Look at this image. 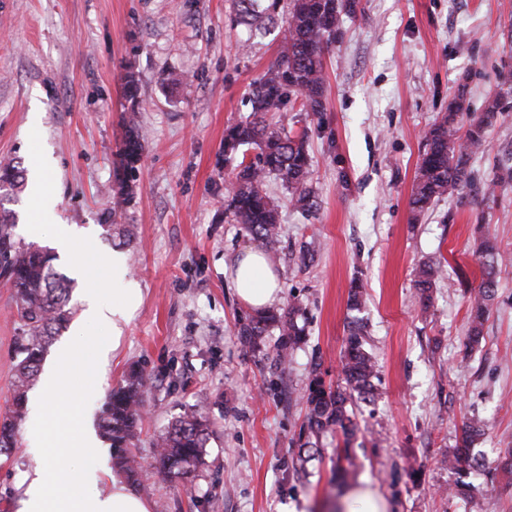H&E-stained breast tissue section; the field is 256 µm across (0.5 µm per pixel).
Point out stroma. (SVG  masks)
Listing matches in <instances>:
<instances>
[{"instance_id": "obj_1", "label": "stroma", "mask_w": 512, "mask_h": 512, "mask_svg": "<svg viewBox=\"0 0 512 512\" xmlns=\"http://www.w3.org/2000/svg\"><path fill=\"white\" fill-rule=\"evenodd\" d=\"M235 10L234 0H11L0 13V162L29 169L49 159L42 236L29 231L28 192L0 203L24 241L47 246L56 225L74 229V256L90 272L57 265L73 281L74 310L91 288L111 298L115 253L143 290L116 351L98 348L111 327L90 328L71 381L77 410L98 421L106 391L142 370L134 452L151 473L141 495L153 512H316L337 497L340 439L321 436L305 472L296 471L303 396L313 378L340 383L347 326L360 317L378 391L356 409V480L369 481L388 512H512V474L498 467L512 449V182H494L500 166H512V84L503 82L512 73V0H360L341 15L326 56L325 112L287 111L288 132L306 136L319 206L302 212L279 180L264 183L280 207L270 255L278 305L299 300L306 328L285 365L275 360L276 332L259 352L241 342L237 322L248 308L228 275L255 243L224 212V130L248 117L250 86L282 39L276 25L242 49ZM129 71L140 78L134 117ZM458 95L464 128L489 101L499 104L470 158L474 184L413 218L424 134ZM132 118L147 151L130 181L122 148ZM485 232L505 261L483 337L470 348ZM438 259L443 273L424 312L415 274ZM354 280L363 286L357 312L347 305ZM21 334L13 291L0 283V414L11 404ZM93 377L104 394L80 395ZM191 406L214 433L186 484L157 471L156 438ZM470 418L484 423L472 450L478 465L448 467L443 459ZM56 431L52 418L35 433L19 425L0 465V512H16L33 441L49 444ZM461 480L473 483L470 494H457Z\"/></svg>"}]
</instances>
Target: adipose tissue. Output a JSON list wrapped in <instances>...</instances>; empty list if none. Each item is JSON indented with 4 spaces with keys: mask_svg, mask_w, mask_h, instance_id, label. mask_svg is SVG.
Masks as SVG:
<instances>
[{
    "mask_svg": "<svg viewBox=\"0 0 512 512\" xmlns=\"http://www.w3.org/2000/svg\"><path fill=\"white\" fill-rule=\"evenodd\" d=\"M238 298L254 310L280 298V278L266 256L245 251L230 273ZM112 278L119 286L111 300L90 290L70 339L46 365L40 391L33 397L28 423L37 426L56 414L61 427L50 447H36L34 465L26 473L17 512H152L151 503L129 490L120 476L87 466L98 447L96 435L82 416L67 404L64 385L77 369L74 348L88 327L108 324L120 336L142 303L143 292L129 278L121 257L112 259Z\"/></svg>",
    "mask_w": 512,
    "mask_h": 512,
    "instance_id": "1",
    "label": "adipose tissue"
}]
</instances>
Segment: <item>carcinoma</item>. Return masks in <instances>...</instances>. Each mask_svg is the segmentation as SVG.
<instances>
[{
  "label": "carcinoma",
  "instance_id": "obj_1",
  "mask_svg": "<svg viewBox=\"0 0 512 512\" xmlns=\"http://www.w3.org/2000/svg\"><path fill=\"white\" fill-rule=\"evenodd\" d=\"M359 0H237L234 22L246 28L242 47L267 30L263 21L282 22L284 31L276 60L252 84L249 97L251 117L227 127L224 131V164L233 168V190L226 192L227 212L267 251L279 241V206L264 191L265 179L273 175L288 191L299 208L309 211L315 205V192L310 182V158L305 149V135L292 136L275 130L267 123L269 113L283 114L289 103L300 102L303 110L320 114L325 107L326 53L335 36L340 15L356 12ZM130 111L139 108L137 75L128 71L123 76ZM463 102L455 98L448 103V113L424 136V153L418 166L410 208L419 216L448 192L470 183L471 154L484 146L485 130L498 112V103L488 104L485 112L471 119L461 131L457 114ZM253 146L258 153L251 163L239 158L244 148ZM146 150L145 138L134 125L129 126L124 143L126 169H138ZM24 185V167L19 161L0 164V191L13 192ZM13 216L0 211V280L13 288L17 314L24 326L18 338V359L14 365L12 409L0 416V456L10 458L17 447L16 431L24 416L29 386L36 380L47 346L56 332L67 327L73 317L70 307L71 282L54 265L55 255L45 247L26 242L17 236ZM482 279L473 290L469 310V344L480 342L483 326L494 295L497 269L502 254L496 241L484 237L476 251ZM441 269L434 262H424L417 272L416 288L421 310L427 311L431 291ZM302 308L295 301L281 310H257L239 322L238 336L252 349L261 348L269 330L278 331L277 355L288 360L303 342L305 326L299 324ZM342 383L325 387L313 380L304 395L308 409L307 433L319 437L338 433L344 446L336 449L337 460L346 478L356 469L349 440L358 424L351 405L371 400L376 395V363L366 349L365 327L353 325L348 333L341 362ZM146 392V379L141 371H129L125 384L114 389L102 410L99 427L103 436L118 450L113 458L115 472L132 486L145 488L141 468L130 445L136 437L140 409ZM484 431L480 420L464 422L456 447L444 462L455 467L469 456L476 437ZM209 421L194 410L180 414L157 439L158 468L170 475L190 480L204 465L210 439Z\"/></svg>",
  "mask_w": 512,
  "mask_h": 512
}]
</instances>
